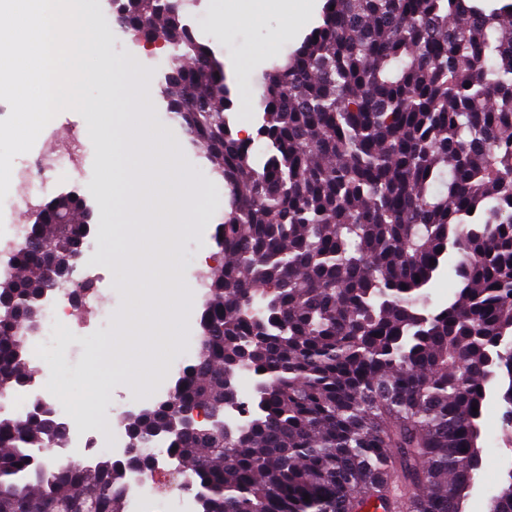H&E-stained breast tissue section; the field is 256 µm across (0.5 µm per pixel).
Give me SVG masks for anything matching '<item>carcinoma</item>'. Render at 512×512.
<instances>
[{
    "label": "carcinoma",
    "mask_w": 512,
    "mask_h": 512,
    "mask_svg": "<svg viewBox=\"0 0 512 512\" xmlns=\"http://www.w3.org/2000/svg\"><path fill=\"white\" fill-rule=\"evenodd\" d=\"M485 2L324 0L266 71L262 123L243 138L185 0H120L133 36L171 47L168 112L229 191L199 353L169 399L222 412L227 370L263 382L231 435L166 437L197 512H464L489 400L512 438V3ZM39 210L18 277L0 282V396L30 380L22 329L58 285L45 254L74 267L86 243L82 205ZM445 267L458 288L432 310ZM166 415L140 411L139 447ZM67 432L42 397L22 419L0 415V512H128L117 461L34 455ZM492 503L512 512V470Z\"/></svg>",
    "instance_id": "cac0c4a2"
}]
</instances>
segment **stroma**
I'll return each mask as SVG.
<instances>
[{
    "label": "stroma",
    "instance_id": "stroma-1",
    "mask_svg": "<svg viewBox=\"0 0 512 512\" xmlns=\"http://www.w3.org/2000/svg\"><path fill=\"white\" fill-rule=\"evenodd\" d=\"M98 23L108 32L112 43V56L132 61L138 79L128 90L129 95L144 99L150 108L148 118L161 138L178 146L172 159L180 171L195 174L208 188V195L201 204V217L193 233L182 238L179 246L181 276L195 282L202 273L220 264L218 248L214 241L217 224L224 216L229 195L221 179L214 174L217 165L203 150L189 146L184 128L170 118L167 100L162 94L164 74L170 55L169 47L151 48L137 40L116 20L107 0H97ZM184 20L196 38L208 44L224 62L227 78H234L239 62L248 61L254 88L251 95L234 92V107L229 112L232 128L241 124L259 127L263 111L260 107L261 76L274 60L275 54L266 47L276 38L280 28V14L276 4H269L260 22L230 21L224 28H214L211 22L210 0H186ZM81 163L74 169L54 171L48 175V196L64 191H75L84 198L93 211L94 232L77 264L75 279L88 281L97 295L96 306L102 312L100 320L89 319L82 304H75L70 320L72 331L67 336L64 372L77 376L84 372L90 350L111 345L120 336L128 315L131 295L119 287L112 275V224L125 220L124 212H112L100 201L98 168L101 149L89 137L81 139ZM175 361L163 363L159 375L144 391H134L129 379L111 376L104 389L100 409L104 415H118L143 407L145 401L158 390L175 382ZM503 408L494 404L488 407L483 424L487 446L482 454V468L475 486L465 504V512H488L491 498L497 493L508 469L512 468V442L502 431ZM130 512H195L192 493L174 490L165 494L144 487L142 493L129 503Z\"/></svg>",
    "mask_w": 512,
    "mask_h": 512
}]
</instances>
